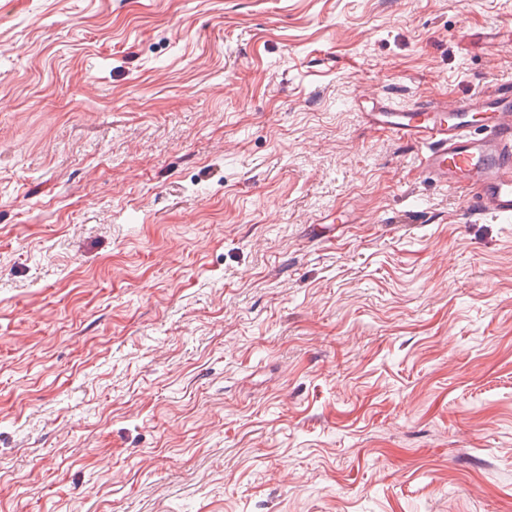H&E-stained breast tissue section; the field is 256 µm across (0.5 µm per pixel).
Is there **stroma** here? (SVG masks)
Returning a JSON list of instances; mask_svg holds the SVG:
<instances>
[{"mask_svg":"<svg viewBox=\"0 0 512 512\" xmlns=\"http://www.w3.org/2000/svg\"><path fill=\"white\" fill-rule=\"evenodd\" d=\"M506 21L0 0V512H512V223L351 106Z\"/></svg>","mask_w":512,"mask_h":512,"instance_id":"obj_1","label":"stroma"}]
</instances>
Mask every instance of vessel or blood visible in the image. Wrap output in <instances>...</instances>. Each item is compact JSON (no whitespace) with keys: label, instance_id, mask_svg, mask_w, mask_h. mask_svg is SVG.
Returning a JSON list of instances; mask_svg holds the SVG:
<instances>
[{"label":"vessel or blood","instance_id":"b4317fda","mask_svg":"<svg viewBox=\"0 0 512 512\" xmlns=\"http://www.w3.org/2000/svg\"><path fill=\"white\" fill-rule=\"evenodd\" d=\"M355 104L375 130L416 147L428 180L477 213L512 220V82L452 101L407 106L364 94Z\"/></svg>","mask_w":512,"mask_h":512}]
</instances>
